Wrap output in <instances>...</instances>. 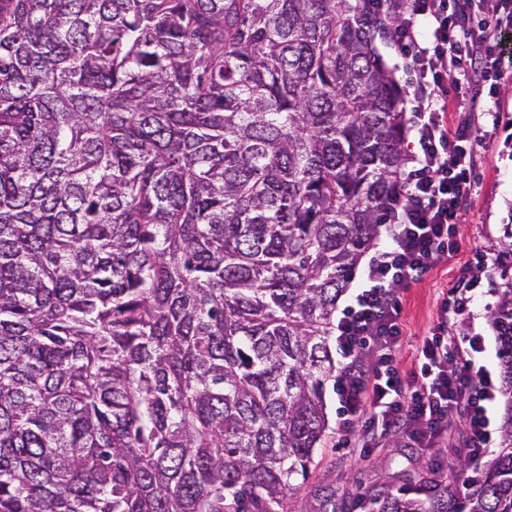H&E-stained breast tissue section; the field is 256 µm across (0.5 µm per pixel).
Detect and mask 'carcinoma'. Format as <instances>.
Masks as SVG:
<instances>
[{
    "instance_id": "obj_1",
    "label": "carcinoma",
    "mask_w": 512,
    "mask_h": 512,
    "mask_svg": "<svg viewBox=\"0 0 512 512\" xmlns=\"http://www.w3.org/2000/svg\"><path fill=\"white\" fill-rule=\"evenodd\" d=\"M367 3L0 0V512H288L403 186ZM499 277L497 454L358 507L512 512Z\"/></svg>"
}]
</instances>
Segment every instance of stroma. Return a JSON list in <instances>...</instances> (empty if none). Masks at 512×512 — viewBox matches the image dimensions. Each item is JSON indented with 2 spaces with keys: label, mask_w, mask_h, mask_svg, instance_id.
Masks as SVG:
<instances>
[{
  "label": "stroma",
  "mask_w": 512,
  "mask_h": 512,
  "mask_svg": "<svg viewBox=\"0 0 512 512\" xmlns=\"http://www.w3.org/2000/svg\"><path fill=\"white\" fill-rule=\"evenodd\" d=\"M500 109L495 115L475 112L474 129L484 144L475 162L476 192L461 209L458 237L461 250L450 262L441 264L412 280L400 290L402 305V370L414 363L415 347L430 326L437 324L443 299L466 266L475 265L481 254H501L502 227L512 224V85L497 89ZM480 285L472 293L470 304L473 328L485 339L480 358L492 375H499L498 343L488 314L497 301L495 271L479 276ZM327 412L331 424L325 441L314 454L310 473L300 483L288 503L290 512H303L308 501L325 489L337 494L360 495L373 489L411 490L417 485L421 468L449 474L457 456L463 453L467 439L462 426H453L446 447L424 451L405 445L402 438L388 435L370 448H340L334 430L338 422L336 398L327 394Z\"/></svg>",
  "instance_id": "1"
}]
</instances>
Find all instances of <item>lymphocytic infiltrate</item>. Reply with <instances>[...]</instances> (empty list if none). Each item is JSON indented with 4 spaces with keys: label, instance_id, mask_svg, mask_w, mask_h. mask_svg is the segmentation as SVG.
Instances as JSON below:
<instances>
[{
    "label": "lymphocytic infiltrate",
    "instance_id": "1",
    "mask_svg": "<svg viewBox=\"0 0 512 512\" xmlns=\"http://www.w3.org/2000/svg\"><path fill=\"white\" fill-rule=\"evenodd\" d=\"M377 11L398 19L392 39L415 79L413 114L417 152L405 175L386 242L372 257L361 287L336 322L338 430L360 424L363 436L397 433L414 447H441L455 413H463L469 454L492 446L490 373L463 358L480 352L483 338L455 336L452 325L468 317V294L477 277L461 273L441 317L421 337L414 366L401 373L403 335L399 288L417 274L450 261L460 250L455 228L463 202L475 193V156L483 139L473 129L484 87L512 81L499 56L512 30V0H375ZM457 120H447V113Z\"/></svg>",
    "mask_w": 512,
    "mask_h": 512
}]
</instances>
